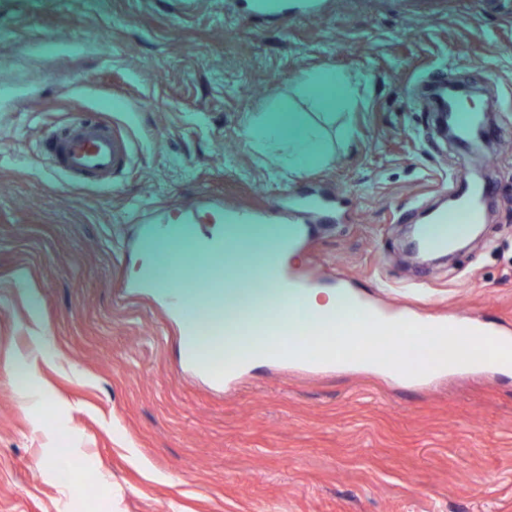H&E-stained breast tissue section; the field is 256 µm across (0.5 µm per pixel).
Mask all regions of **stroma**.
<instances>
[{
    "label": "stroma",
    "mask_w": 512,
    "mask_h": 512,
    "mask_svg": "<svg viewBox=\"0 0 512 512\" xmlns=\"http://www.w3.org/2000/svg\"><path fill=\"white\" fill-rule=\"evenodd\" d=\"M319 2L284 25L251 0H0V512H512V360L410 385L248 358L218 381L139 276L215 231L258 255L277 225L220 210L313 192L330 221L289 225L285 275L512 332V0ZM457 79L495 111V193L481 238L426 266L403 237L466 168L428 95ZM76 116L127 140L114 186L37 154ZM45 330L39 412L12 373Z\"/></svg>",
    "instance_id": "1"
}]
</instances>
